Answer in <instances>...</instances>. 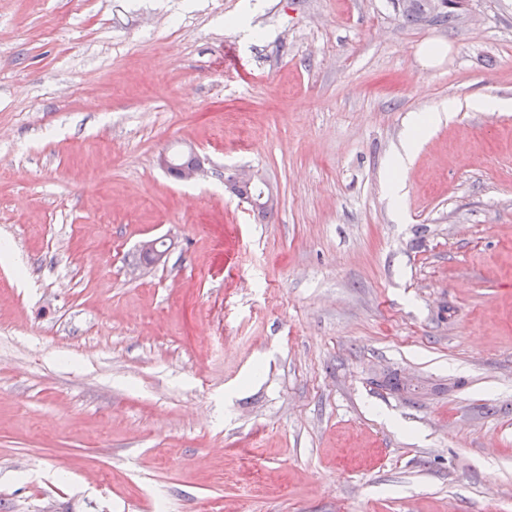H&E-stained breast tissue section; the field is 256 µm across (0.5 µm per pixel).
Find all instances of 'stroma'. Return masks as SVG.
<instances>
[{
    "mask_svg": "<svg viewBox=\"0 0 512 512\" xmlns=\"http://www.w3.org/2000/svg\"><path fill=\"white\" fill-rule=\"evenodd\" d=\"M470 4L0 0V512H512V0ZM397 10L402 18L408 22H424L439 25H451L458 18L457 10L448 15V11L457 8L452 2L446 0V11L433 13L432 0H394ZM450 112H455L452 106L444 107L441 111L432 113L428 123L418 117L410 120L402 152L395 157L394 164L389 170V188L392 190V200L395 204L398 205L402 198L400 192L405 187L406 175L412 165L418 141L426 136L432 124L449 119L452 114ZM182 160L177 164L173 154L161 153L156 163L160 169L170 174L171 171L176 175V179L182 182H192L198 178L202 172L203 162L193 147H187L180 151Z\"/></svg>",
    "mask_w": 512,
    "mask_h": 512,
    "instance_id": "obj_1",
    "label": "stroma"
}]
</instances>
